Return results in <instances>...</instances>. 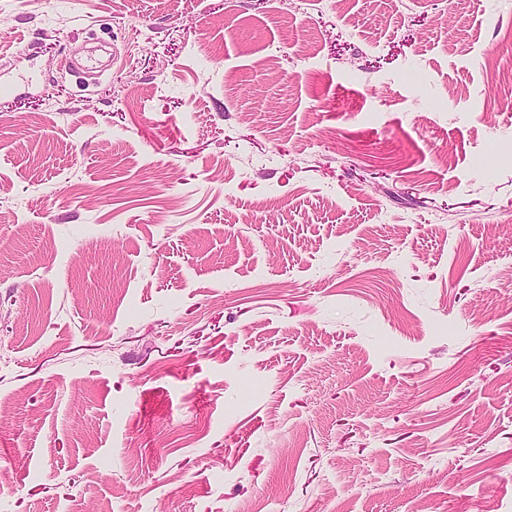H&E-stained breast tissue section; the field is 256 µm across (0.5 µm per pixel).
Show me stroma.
Instances as JSON below:
<instances>
[{
	"instance_id": "obj_1",
	"label": "stroma",
	"mask_w": 512,
	"mask_h": 512,
	"mask_svg": "<svg viewBox=\"0 0 512 512\" xmlns=\"http://www.w3.org/2000/svg\"><path fill=\"white\" fill-rule=\"evenodd\" d=\"M304 2L0 0V512H512V0Z\"/></svg>"
}]
</instances>
